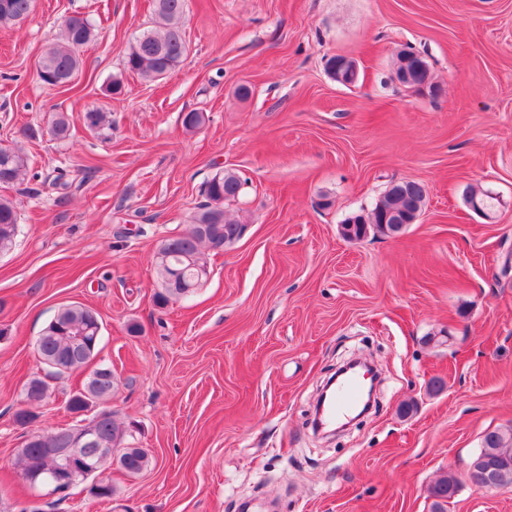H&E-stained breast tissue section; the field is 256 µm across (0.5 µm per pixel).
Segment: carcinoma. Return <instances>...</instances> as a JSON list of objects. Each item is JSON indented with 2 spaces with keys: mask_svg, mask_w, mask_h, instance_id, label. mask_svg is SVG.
Instances as JSON below:
<instances>
[{
  "mask_svg": "<svg viewBox=\"0 0 512 512\" xmlns=\"http://www.w3.org/2000/svg\"><path fill=\"white\" fill-rule=\"evenodd\" d=\"M185 0H155L154 11L161 29L145 32L135 39L124 56V68L146 81L164 78L175 70L188 52L184 31ZM35 8V0H0V27H12L28 19ZM96 38L95 25L84 17H70L63 21L59 42L51 45L39 60L37 74L48 86L56 87L63 80L78 75L82 59L80 51ZM395 75H403L399 83L418 87L432 85L426 61L417 53L401 50L393 62ZM85 123L90 131L100 135L112 130V121L105 112H88ZM51 135L57 140L70 136L67 117L54 116ZM29 169V157L19 147L0 149V184L13 185L24 181ZM245 181L232 170L215 174L206 184V202L191 217L185 231L162 241L154 255V268L160 283L155 294L157 305L165 306L172 300L185 297L208 276L205 250H220L241 236L240 223L229 218L224 202L238 198ZM407 191L393 183L365 215H356L341 225L342 236L349 241L362 240L367 230L390 237L401 234L385 223L386 215L405 212L414 220L421 216L426 205V186L418 181L407 182ZM19 233V212L9 198L0 197V254L9 252ZM102 339L100 316L81 304H67L58 308L53 318L42 329L35 341L38 362L46 373L27 380L23 392L27 407L14 413L16 424L26 427L37 418L34 408L49 397L48 380L64 374L88 371L78 390L67 398L66 409L80 417L96 409L101 437L116 452V462L127 475L140 474L149 465L148 452L133 446L132 432L117 419L107 406L119 378L112 366L99 363L87 369L99 352ZM77 425L34 435L31 452L18 457L17 464L25 477L34 484L57 472L60 459L42 453L44 448H59L68 431ZM472 462L492 469L497 485L512 487V427L488 432L483 437L480 452ZM458 491V481L452 475L437 479L428 489L432 512H446L448 500Z\"/></svg>",
  "mask_w": 512,
  "mask_h": 512,
  "instance_id": "1",
  "label": "carcinoma"
}]
</instances>
